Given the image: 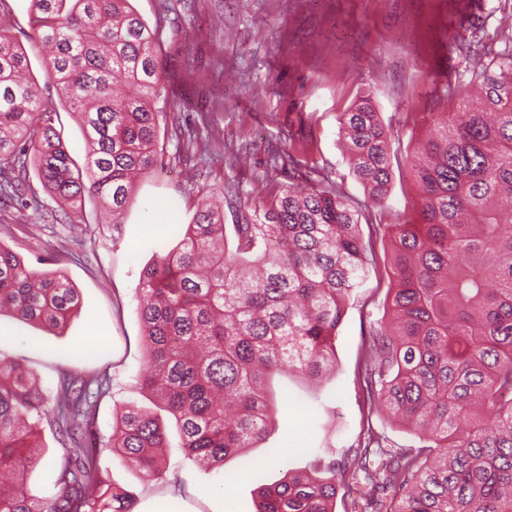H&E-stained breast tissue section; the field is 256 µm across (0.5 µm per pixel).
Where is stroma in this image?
<instances>
[{"mask_svg":"<svg viewBox=\"0 0 512 512\" xmlns=\"http://www.w3.org/2000/svg\"><path fill=\"white\" fill-rule=\"evenodd\" d=\"M468 0H132L152 28H160L163 67L155 170L136 186L119 218L86 199L72 222L29 175L26 199L0 206V244L30 268L48 259L78 288L81 310L52 329L0 316V359L20 361L43 387L72 373L103 376L109 391L96 406L95 450L102 478L132 491L138 512L169 501L175 512H254L259 487L316 461L332 466L358 446L367 429L407 447L418 441L407 425L368 414L359 372L364 330L389 306L391 270L381 229L416 222L420 192L411 158L434 113L452 112L447 87L468 82L457 45L458 20ZM0 26L25 44L30 70L51 98L52 119L72 159L84 163L86 139L72 109L44 83L29 0H0ZM371 95L392 132V181L383 204L369 200L342 150L339 119ZM337 184L372 237L376 260L347 302L336 330V370L325 381L285 372L275 377L278 410L257 447L205 472L171 449L180 487L149 481L103 443L112 418L128 402L149 405L141 386L145 354L136 298L139 273L184 237L198 205L238 191L242 202L267 200L282 188ZM38 225L30 237L29 225ZM102 338L84 352L76 340ZM40 461L25 472V490L50 495L62 454L54 426L42 424Z\"/></svg>","mask_w":512,"mask_h":512,"instance_id":"obj_1","label":"stroma"}]
</instances>
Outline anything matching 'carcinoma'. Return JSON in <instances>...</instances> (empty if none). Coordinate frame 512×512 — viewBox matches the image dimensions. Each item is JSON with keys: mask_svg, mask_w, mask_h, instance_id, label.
<instances>
[{"mask_svg": "<svg viewBox=\"0 0 512 512\" xmlns=\"http://www.w3.org/2000/svg\"><path fill=\"white\" fill-rule=\"evenodd\" d=\"M47 53L48 83L77 114L83 167L52 126L38 82L25 77L20 40L0 28V195L21 194L34 169L67 215L85 198L112 217L157 164L163 74L152 29L132 0H30ZM470 74L455 112H438L418 145L419 220L390 224L394 288L376 321L361 377L365 405L409 425L421 445L393 448L376 434L342 470L317 465L258 491L256 512H512V47L495 51L470 23ZM352 173L376 203L391 184L386 127L369 98L341 115ZM374 256L356 210L335 184L288 187L224 224V201L199 204L182 241L139 280L142 386L175 421L185 456L221 469L267 436L269 385L281 371L310 380L336 366V330ZM80 296L59 271L26 266L0 244V313L60 328ZM83 377L46 392L17 361L0 360V512H133L84 446L95 421ZM51 422L64 448L54 492L28 495L34 437ZM145 478L169 473L167 427L136 404L115 417L107 443Z\"/></svg>", "mask_w": 512, "mask_h": 512, "instance_id": "obj_1", "label": "carcinoma"}]
</instances>
